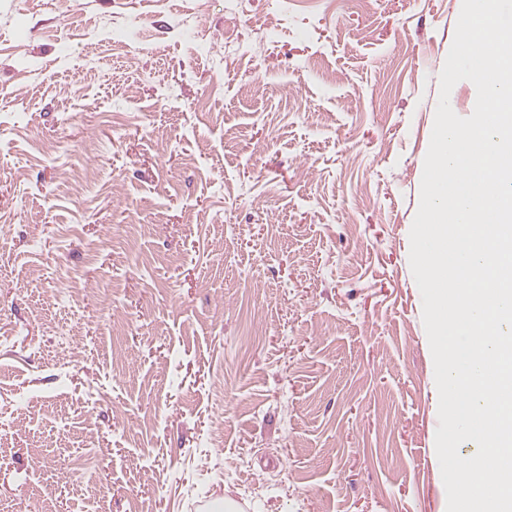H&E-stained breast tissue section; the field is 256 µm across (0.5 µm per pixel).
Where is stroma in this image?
<instances>
[{
	"instance_id": "35a3bbf8",
	"label": "stroma",
	"mask_w": 512,
	"mask_h": 512,
	"mask_svg": "<svg viewBox=\"0 0 512 512\" xmlns=\"http://www.w3.org/2000/svg\"><path fill=\"white\" fill-rule=\"evenodd\" d=\"M461 0H0V512H446L410 263Z\"/></svg>"
}]
</instances>
